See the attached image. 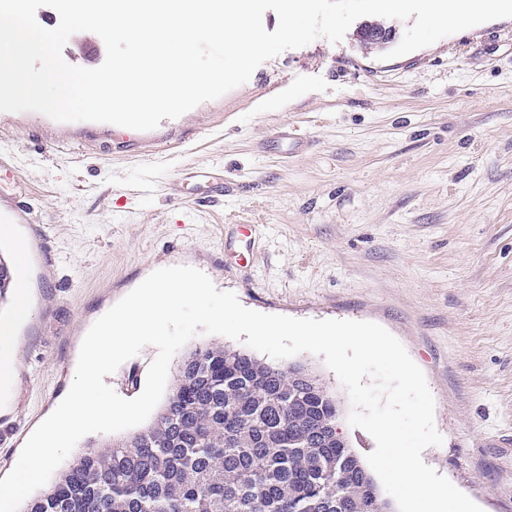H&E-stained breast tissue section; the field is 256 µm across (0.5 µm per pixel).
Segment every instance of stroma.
<instances>
[{
    "label": "stroma",
    "mask_w": 512,
    "mask_h": 512,
    "mask_svg": "<svg viewBox=\"0 0 512 512\" xmlns=\"http://www.w3.org/2000/svg\"><path fill=\"white\" fill-rule=\"evenodd\" d=\"M319 38L151 131L0 112V220L31 310L0 392V478L72 384L92 324L156 269L188 265L246 308L372 321L422 369L442 445L424 462L483 512H512V18L383 61ZM106 57L92 32L62 49ZM155 347L105 379L145 386ZM340 405L321 357L297 354Z\"/></svg>",
    "instance_id": "35a3bbf8"
}]
</instances>
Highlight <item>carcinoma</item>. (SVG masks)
Returning <instances> with one entry per match:
<instances>
[{"label":"carcinoma","instance_id":"cac0c4a2","mask_svg":"<svg viewBox=\"0 0 512 512\" xmlns=\"http://www.w3.org/2000/svg\"><path fill=\"white\" fill-rule=\"evenodd\" d=\"M395 29H356L366 48ZM12 268L0 256V299ZM303 364L218 343L191 349L155 419L80 453L24 512H395Z\"/></svg>","mask_w":512,"mask_h":512}]
</instances>
